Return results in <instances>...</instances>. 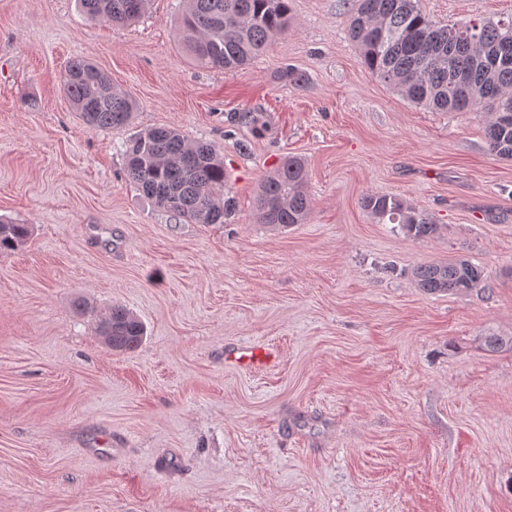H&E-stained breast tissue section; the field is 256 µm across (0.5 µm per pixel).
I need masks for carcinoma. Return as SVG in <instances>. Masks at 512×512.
<instances>
[{
	"mask_svg": "<svg viewBox=\"0 0 512 512\" xmlns=\"http://www.w3.org/2000/svg\"><path fill=\"white\" fill-rule=\"evenodd\" d=\"M84 14L112 24L140 18L150 0H79ZM290 0H186L179 38L191 59L233 71L250 64L270 38L288 30ZM469 22L441 25L424 14L418 0H356L347 28L365 67L399 89L411 102L446 112H491L486 128L489 149L512 158V61L497 62L502 45L512 42V17L480 22L475 40ZM63 92L74 112L91 129L127 125L137 102L96 64L71 60ZM129 179L158 208L189 224H222L230 211L224 200V156L220 147L190 141L180 131L154 127L125 144ZM308 172L296 157L260 184L256 215L261 224L289 227L310 214ZM363 207L381 224H397L415 239L438 231L416 208L389 195L369 194ZM31 234L27 224L0 221V252L15 250ZM418 287L428 293L466 294L483 282V270L464 257L416 268ZM105 343L115 351L138 347L143 323L120 306L97 315Z\"/></svg>",
	"mask_w": 512,
	"mask_h": 512,
	"instance_id": "carcinoma-1",
	"label": "carcinoma"
}]
</instances>
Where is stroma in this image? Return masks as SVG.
Here are the masks:
<instances>
[{"label": "stroma", "instance_id": "obj_1", "mask_svg": "<svg viewBox=\"0 0 512 512\" xmlns=\"http://www.w3.org/2000/svg\"><path fill=\"white\" fill-rule=\"evenodd\" d=\"M354 0H291L293 23L235 71L183 50V0L137 22L78 0H0V512H512V159L491 115L416 105L349 40ZM441 23L512 0H419ZM94 62L138 102L88 128L61 80ZM302 74L299 85L285 69ZM258 110L263 127L235 122ZM173 127L223 150V224L181 223L130 182L125 141ZM289 156L306 223L253 207ZM400 198L439 224L407 236L364 210ZM470 259L485 287L427 294L414 271ZM146 326L117 353L96 313ZM267 345L278 361L224 362ZM31 234L27 224L0 221V252L15 250L25 243Z\"/></svg>", "mask_w": 512, "mask_h": 512}]
</instances>
